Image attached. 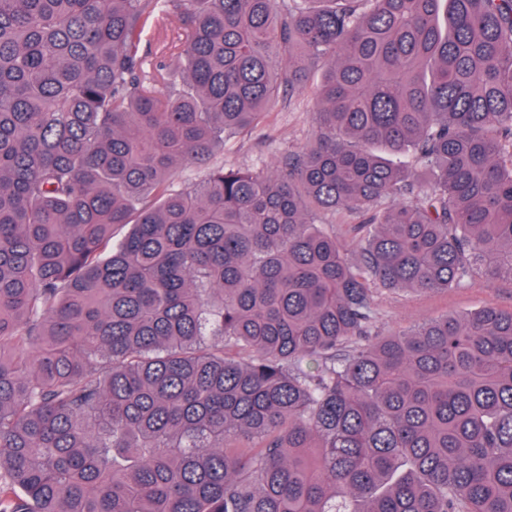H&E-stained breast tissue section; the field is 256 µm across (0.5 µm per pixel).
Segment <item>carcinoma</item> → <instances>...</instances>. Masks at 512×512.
Segmentation results:
<instances>
[{"mask_svg":"<svg viewBox=\"0 0 512 512\" xmlns=\"http://www.w3.org/2000/svg\"><path fill=\"white\" fill-rule=\"evenodd\" d=\"M504 279L512 0H0V512H512V309L369 339ZM161 47L158 35L153 28H148L142 43L141 54L145 57V67L147 71H151L153 67L159 64H167L172 73V79L177 83L181 82V73L177 63L171 61L168 56L161 53ZM316 82L305 90L294 91L272 110L268 125L224 144V164L251 169L260 166L274 171L285 147H302L313 131ZM378 318L374 335L401 333L426 318L463 314L480 307L512 308V283L488 286L481 281L468 288L428 293L383 292L376 298Z\"/></svg>","mask_w":512,"mask_h":512,"instance_id":"carcinoma-1","label":"carcinoma"}]
</instances>
